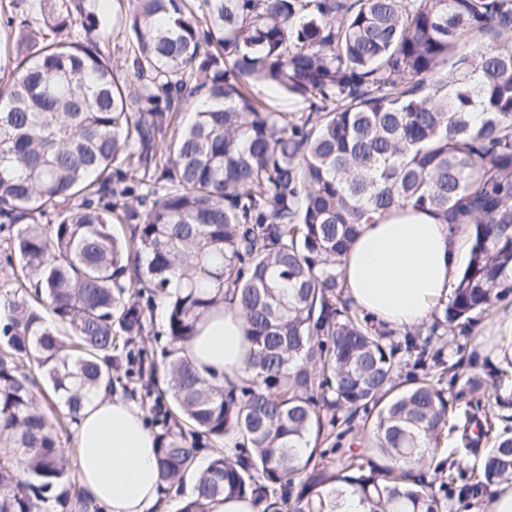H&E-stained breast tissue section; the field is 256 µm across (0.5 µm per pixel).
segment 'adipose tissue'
<instances>
[{"mask_svg":"<svg viewBox=\"0 0 512 512\" xmlns=\"http://www.w3.org/2000/svg\"><path fill=\"white\" fill-rule=\"evenodd\" d=\"M467 247L465 226L405 208L363 225L341 268L353 305L397 327L428 321L447 303ZM247 322L233 300L198 325L186 356L207 377L232 385L245 376ZM75 467L86 497L102 512H152L160 496L156 441L129 401L100 386L76 425Z\"/></svg>","mask_w":512,"mask_h":512,"instance_id":"adipose-tissue-1","label":"adipose tissue"}]
</instances>
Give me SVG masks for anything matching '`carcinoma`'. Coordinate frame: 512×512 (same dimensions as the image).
Segmentation results:
<instances>
[{
	"instance_id": "carcinoma-1",
	"label": "carcinoma",
	"mask_w": 512,
	"mask_h": 512,
	"mask_svg": "<svg viewBox=\"0 0 512 512\" xmlns=\"http://www.w3.org/2000/svg\"><path fill=\"white\" fill-rule=\"evenodd\" d=\"M37 2L28 52L0 65V512H88L58 429L96 386L132 379L162 491L195 479L177 512L218 497L336 512L344 485L368 512H444L459 481L460 501L512 482L501 414H454L456 365L434 344L512 296V0H204L203 24L189 0H127L131 87L92 0ZM245 79L308 112L267 111ZM407 206L469 228L421 343L354 308L339 271L361 225ZM228 295L251 374L226 390L183 345ZM158 298L173 343L159 363ZM500 345L507 364L465 385L506 410L512 335ZM48 388L64 417L40 406ZM359 414L366 448L345 461L340 426ZM450 421L492 441L478 468L437 460Z\"/></svg>"
}]
</instances>
